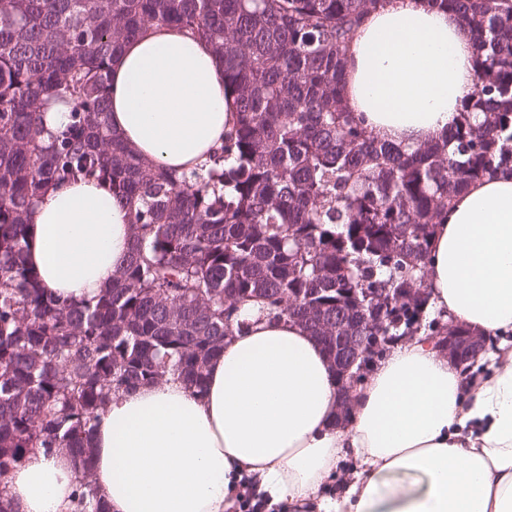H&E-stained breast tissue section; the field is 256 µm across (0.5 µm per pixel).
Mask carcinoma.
<instances>
[{
	"label": "carcinoma",
	"mask_w": 512,
	"mask_h": 512,
	"mask_svg": "<svg viewBox=\"0 0 512 512\" xmlns=\"http://www.w3.org/2000/svg\"><path fill=\"white\" fill-rule=\"evenodd\" d=\"M382 0H0V512L30 451L82 461L75 512H104L92 438L112 396L171 377L200 389L240 306L336 327V303L422 287L431 226L468 183L512 172V0H438L476 44L475 86L441 143L404 147L343 107L347 44ZM154 24L210 42L236 122L206 163L168 171L109 124L113 56ZM73 103L57 133L49 102ZM105 180L131 211L112 286L60 302L25 263L45 191ZM427 301L378 312L420 331Z\"/></svg>",
	"instance_id": "1"
}]
</instances>
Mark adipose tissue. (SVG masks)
<instances>
[{"label": "adipose tissue", "mask_w": 512, "mask_h": 512, "mask_svg": "<svg viewBox=\"0 0 512 512\" xmlns=\"http://www.w3.org/2000/svg\"><path fill=\"white\" fill-rule=\"evenodd\" d=\"M475 47L459 14L433 0H384L345 56L344 107L402 146L441 141L475 83ZM109 119L146 164L204 163L235 119L211 47L156 24L111 65ZM131 239L129 209L108 183L81 180L37 202L27 259L55 297L112 284ZM434 310L481 336L512 330V174L456 193L433 227ZM242 315L202 389L171 379L113 397L93 437L92 479L106 512H226L252 477L286 512H512V351L462 394L455 364L426 337L372 367L345 425L338 377L321 344L289 318ZM342 494L325 479L346 457ZM79 464L30 452L6 477L14 512H71Z\"/></svg>", "instance_id": "adipose-tissue-1"}]
</instances>
